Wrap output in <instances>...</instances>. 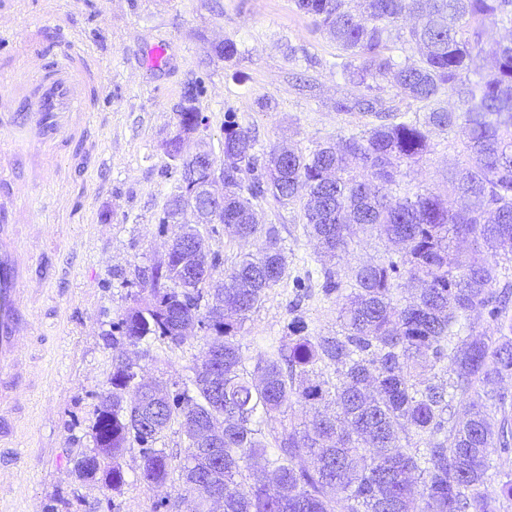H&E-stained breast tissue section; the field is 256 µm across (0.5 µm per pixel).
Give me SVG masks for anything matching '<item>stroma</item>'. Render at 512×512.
<instances>
[{"label":"stroma","instance_id":"stroma-1","mask_svg":"<svg viewBox=\"0 0 512 512\" xmlns=\"http://www.w3.org/2000/svg\"><path fill=\"white\" fill-rule=\"evenodd\" d=\"M47 22L65 26L100 61L105 84L86 106L81 133L62 143L52 180L24 196L46 232L30 243L31 276L44 294L27 349L35 384L18 432L26 464L1 495L10 512H166L162 501L183 493V483L174 475L164 486L148 485L137 452L123 458L125 483L116 491L80 480L75 465L95 452L92 412L124 351L112 342V323L141 296L136 269L166 254L170 236L159 233L158 218L177 180L165 174L170 160L161 145L179 129L185 87L199 85L196 105L206 119L191 141L217 156L229 119L255 136L258 151L285 141L309 151L369 128L370 116L338 110L342 100L369 95L411 116L424 106L390 81L365 87L338 76L341 50L295 0H0V54ZM226 40L239 47L230 60L215 51ZM156 44L167 59L150 67ZM462 140L432 131L429 153L403 167L398 196L447 194L450 171L466 161ZM255 210L259 224L278 228L287 269L238 337L252 363L284 340L294 317L309 335L335 333L338 305L321 287L323 269L345 271L387 254L384 239L361 232L343 260L321 256L302 201L267 199ZM197 230L220 257L211 285L221 287L248 247L224 225ZM208 339L199 329L178 346L144 341L138 371L167 386L184 380Z\"/></svg>","mask_w":512,"mask_h":512}]
</instances>
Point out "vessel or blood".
Returning a JSON list of instances; mask_svg holds the SVG:
<instances>
[{
  "instance_id": "vessel-or-blood-1",
  "label": "vessel or blood",
  "mask_w": 512,
  "mask_h": 512,
  "mask_svg": "<svg viewBox=\"0 0 512 512\" xmlns=\"http://www.w3.org/2000/svg\"><path fill=\"white\" fill-rule=\"evenodd\" d=\"M5 67L8 75L0 79V98L17 104L14 126L23 135L0 140V153H22L39 160L38 179L47 181L61 139L72 134L81 98L101 85L102 70L87 52L76 50L73 35L64 28H57L49 42L41 26L12 49ZM30 217V209L9 199L0 202V458H7L13 467L20 466L24 456L16 444L18 414L22 395L31 384L26 331L42 291L30 276L31 254L8 229Z\"/></svg>"
}]
</instances>
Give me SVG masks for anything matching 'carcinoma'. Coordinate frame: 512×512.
Returning <instances> with one entry per match:
<instances>
[{
  "mask_svg": "<svg viewBox=\"0 0 512 512\" xmlns=\"http://www.w3.org/2000/svg\"><path fill=\"white\" fill-rule=\"evenodd\" d=\"M345 53L342 72L360 84L389 79L397 90L424 103L416 120L359 97L344 111L370 113L379 123L361 133L320 144L304 153L281 145L256 151V140L234 121L224 124V212L216 223L248 243L262 239L227 274L222 296L202 304V288L184 282V255L135 274L149 298L127 310L115 326L114 344L136 347L148 337L173 345L198 321L210 333L207 346L222 349L215 367L222 392L203 384L198 368L169 402H153L149 383L133 379L127 359L113 358L112 392L95 405L97 454L81 460L80 478H97L118 490L121 460L140 449V476L163 486L171 458L158 440L176 423L188 446L179 463L189 494L174 512H207L215 494L224 512H494L485 492L489 450L512 455V395L500 383L512 376V289H497L499 258L512 259V40L493 51L483 72L486 25L512 27V0H295ZM399 20L406 33H393ZM420 49L416 63L389 54L393 39ZM451 93L458 108L444 105ZM198 86L184 90L181 132L166 142L180 170L177 192L167 200L160 227H175L172 240L193 225L176 215L206 206L192 195L193 176L184 137L204 117ZM460 132L468 161L448 178L453 201L434 193L393 198L401 167L428 152L432 130ZM272 196L305 199L307 232L342 260L356 230L377 231L402 247L342 275L324 270L322 288L336 293L341 332L310 336L300 319L288 324V342L246 366L237 336L266 290L285 276L287 259L278 230L255 221L248 202ZM409 283L412 300L398 304ZM487 315L494 335L461 336L472 315ZM448 361V384H423L420 370ZM336 367V382L317 372ZM463 419L445 417L454 399ZM309 407L304 428L285 423L290 402ZM501 414L498 427L490 411ZM224 428L223 446L196 447V434ZM269 430H263V426ZM416 438L406 448L402 439ZM311 465L301 463L302 457ZM264 461L274 479L247 491L242 481L252 462Z\"/></svg>",
  "mask_w": 512,
  "mask_h": 512,
  "instance_id": "obj_1",
  "label": "carcinoma"
}]
</instances>
